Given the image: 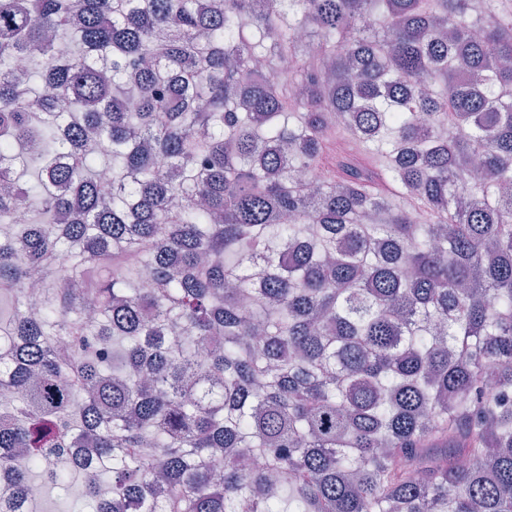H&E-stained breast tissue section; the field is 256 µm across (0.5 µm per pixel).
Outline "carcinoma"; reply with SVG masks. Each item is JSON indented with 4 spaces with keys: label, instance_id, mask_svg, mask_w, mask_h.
Returning a JSON list of instances; mask_svg holds the SVG:
<instances>
[{
    "label": "carcinoma",
    "instance_id": "carcinoma-1",
    "mask_svg": "<svg viewBox=\"0 0 512 512\" xmlns=\"http://www.w3.org/2000/svg\"><path fill=\"white\" fill-rule=\"evenodd\" d=\"M0 301V512H512V0H0ZM80 480L74 482L72 490V496L69 499H65L59 496L58 492L52 489H46L44 494L39 486L35 489L34 504L40 502L43 498L42 503L37 508L36 512H74L72 508V501L78 495L80 490Z\"/></svg>",
    "mask_w": 512,
    "mask_h": 512
}]
</instances>
